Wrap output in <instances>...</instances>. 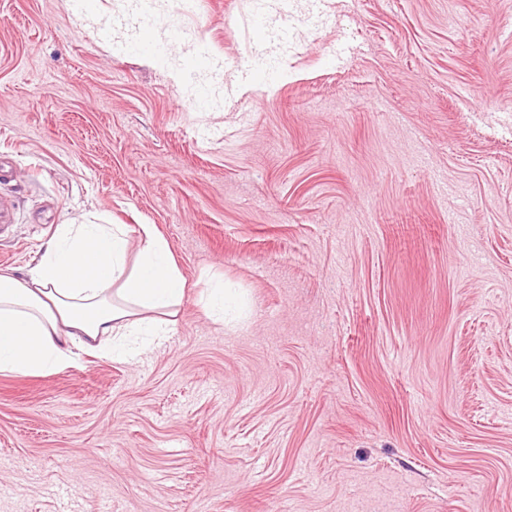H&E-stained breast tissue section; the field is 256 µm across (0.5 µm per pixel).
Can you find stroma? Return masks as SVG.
<instances>
[{
	"mask_svg": "<svg viewBox=\"0 0 512 512\" xmlns=\"http://www.w3.org/2000/svg\"><path fill=\"white\" fill-rule=\"evenodd\" d=\"M93 4L0 0V272L152 224L187 292L0 374V512H512V0ZM205 301L214 321L223 325L238 310L236 296L230 288L224 287L222 281H215L206 288Z\"/></svg>",
	"mask_w": 512,
	"mask_h": 512,
	"instance_id": "obj_1",
	"label": "stroma"
}]
</instances>
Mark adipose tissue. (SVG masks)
Here are the masks:
<instances>
[{
  "label": "adipose tissue",
  "instance_id": "1",
  "mask_svg": "<svg viewBox=\"0 0 512 512\" xmlns=\"http://www.w3.org/2000/svg\"><path fill=\"white\" fill-rule=\"evenodd\" d=\"M130 253L120 224H61L25 275L0 273V373L43 374L92 353L133 363L173 335L186 280L154 225Z\"/></svg>",
  "mask_w": 512,
  "mask_h": 512
}]
</instances>
